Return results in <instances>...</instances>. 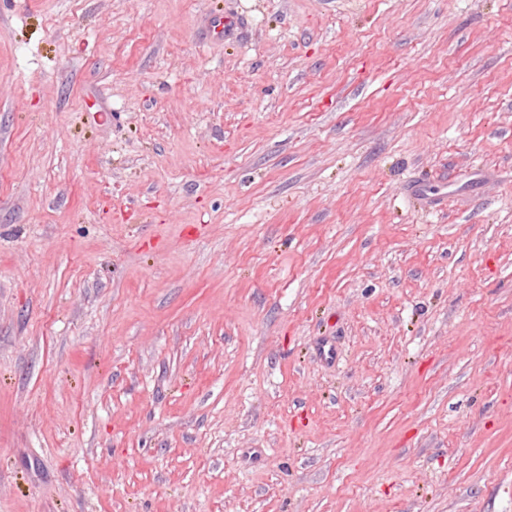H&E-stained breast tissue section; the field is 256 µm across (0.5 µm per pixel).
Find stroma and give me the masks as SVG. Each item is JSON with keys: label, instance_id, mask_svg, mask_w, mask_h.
<instances>
[{"label": "stroma", "instance_id": "stroma-1", "mask_svg": "<svg viewBox=\"0 0 512 512\" xmlns=\"http://www.w3.org/2000/svg\"><path fill=\"white\" fill-rule=\"evenodd\" d=\"M0 512H512V0H0Z\"/></svg>", "mask_w": 512, "mask_h": 512}]
</instances>
